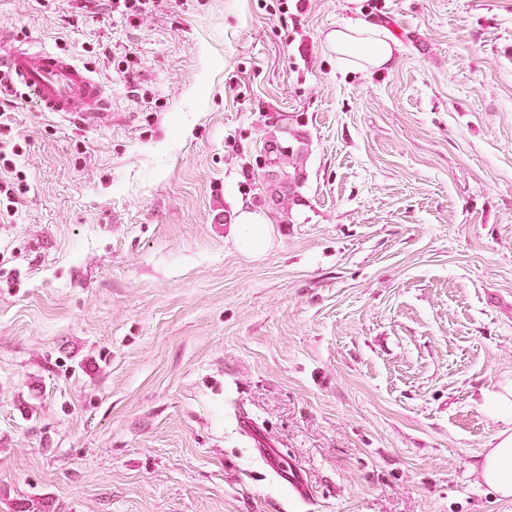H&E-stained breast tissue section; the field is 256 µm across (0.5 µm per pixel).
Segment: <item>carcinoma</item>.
Here are the masks:
<instances>
[{
    "label": "carcinoma",
    "instance_id": "1",
    "mask_svg": "<svg viewBox=\"0 0 512 512\" xmlns=\"http://www.w3.org/2000/svg\"><path fill=\"white\" fill-rule=\"evenodd\" d=\"M264 145L269 158L261 190L278 221L289 222L293 210L306 205L303 188L305 160L311 149L310 134L299 122L276 124L265 135Z\"/></svg>",
    "mask_w": 512,
    "mask_h": 512
}]
</instances>
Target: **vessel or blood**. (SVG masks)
<instances>
[{
    "instance_id": "obj_1",
    "label": "vessel or blood",
    "mask_w": 512,
    "mask_h": 512,
    "mask_svg": "<svg viewBox=\"0 0 512 512\" xmlns=\"http://www.w3.org/2000/svg\"><path fill=\"white\" fill-rule=\"evenodd\" d=\"M1 72L10 76L38 111L63 116L83 127L107 126L113 121L100 82L68 54L17 45L6 31L0 33Z\"/></svg>"
}]
</instances>
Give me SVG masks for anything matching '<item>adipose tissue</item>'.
I'll return each instance as SVG.
<instances>
[{
  "label": "adipose tissue",
  "mask_w": 512,
  "mask_h": 512,
  "mask_svg": "<svg viewBox=\"0 0 512 512\" xmlns=\"http://www.w3.org/2000/svg\"><path fill=\"white\" fill-rule=\"evenodd\" d=\"M337 53L354 57L357 67L378 68L390 63L394 57V41L376 36L373 26L357 19L336 28L328 35ZM479 478L496 494L512 496V431H501L497 443L480 462Z\"/></svg>",
  "instance_id": "obj_1"
}]
</instances>
